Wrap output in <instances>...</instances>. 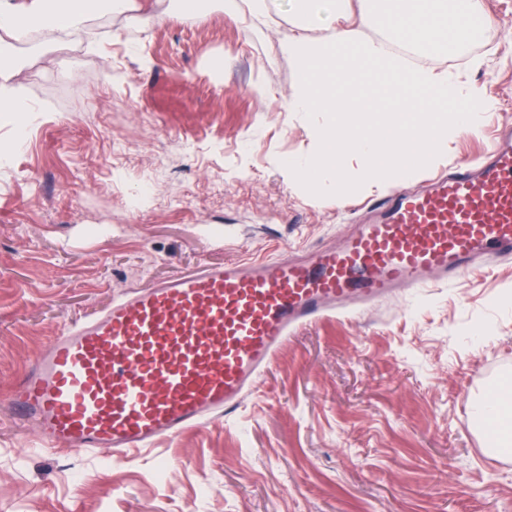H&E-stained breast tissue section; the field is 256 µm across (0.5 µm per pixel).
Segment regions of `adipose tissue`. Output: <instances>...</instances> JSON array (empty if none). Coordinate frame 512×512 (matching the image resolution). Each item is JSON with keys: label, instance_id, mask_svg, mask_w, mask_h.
<instances>
[{"label": "adipose tissue", "instance_id": "adipose-tissue-1", "mask_svg": "<svg viewBox=\"0 0 512 512\" xmlns=\"http://www.w3.org/2000/svg\"><path fill=\"white\" fill-rule=\"evenodd\" d=\"M301 15L283 42L298 80L290 111L317 116L315 150L288 158L291 177L316 192L344 202L351 186L368 190L414 176L446 153L448 136L472 131L476 115L496 103L476 84L461 87L440 58L455 54L477 33L481 0H289ZM128 0H23L0 6V57L11 43L39 32L47 39L78 37L90 17L108 8L124 10ZM390 29L397 41L414 47L424 65L411 68L389 55L364 29ZM361 70L371 83L353 91L349 74ZM359 181H352V172ZM471 415L491 428L495 451L512 448V377L475 399Z\"/></svg>", "mask_w": 512, "mask_h": 512}]
</instances>
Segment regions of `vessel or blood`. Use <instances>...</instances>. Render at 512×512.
<instances>
[{
    "instance_id": "1",
    "label": "vessel or blood",
    "mask_w": 512,
    "mask_h": 512,
    "mask_svg": "<svg viewBox=\"0 0 512 512\" xmlns=\"http://www.w3.org/2000/svg\"><path fill=\"white\" fill-rule=\"evenodd\" d=\"M512 256V126L488 156L397 191L336 247L209 266L74 324L8 391L54 451L127 454L235 411L299 327Z\"/></svg>"
}]
</instances>
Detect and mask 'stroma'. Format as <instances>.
<instances>
[{"instance_id": "obj_1", "label": "stroma", "mask_w": 512, "mask_h": 512, "mask_svg": "<svg viewBox=\"0 0 512 512\" xmlns=\"http://www.w3.org/2000/svg\"><path fill=\"white\" fill-rule=\"evenodd\" d=\"M157 20L100 12L66 48L5 66L28 112L0 122V512H512V455L469 402L512 372V263L302 327L229 415L124 459L57 453L13 424L11 384L113 297L248 256L339 244L364 220L291 179L314 121L288 109V0ZM440 59L498 102L399 188L479 157L512 121V0Z\"/></svg>"}]
</instances>
